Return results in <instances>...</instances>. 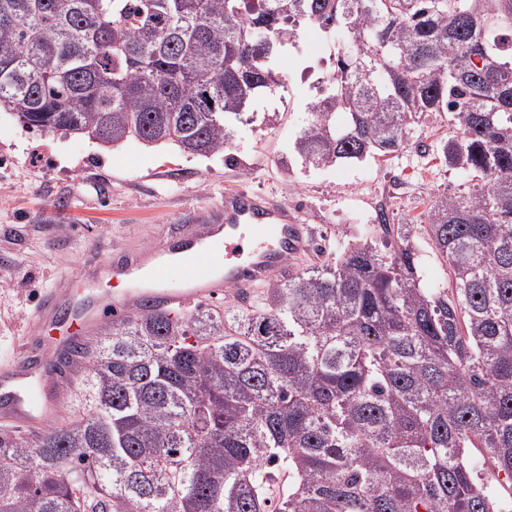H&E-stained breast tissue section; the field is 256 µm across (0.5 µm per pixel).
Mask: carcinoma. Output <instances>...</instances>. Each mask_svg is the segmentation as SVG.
I'll return each instance as SVG.
<instances>
[{
  "label": "carcinoma",
  "instance_id": "carcinoma-1",
  "mask_svg": "<svg viewBox=\"0 0 512 512\" xmlns=\"http://www.w3.org/2000/svg\"><path fill=\"white\" fill-rule=\"evenodd\" d=\"M344 36L305 168L408 145L448 112L427 232L378 214L254 303L148 306L73 347L74 419L0 432V512H512V0H0V108L103 144H229L296 27ZM278 475L288 486L274 498Z\"/></svg>",
  "mask_w": 512,
  "mask_h": 512
}]
</instances>
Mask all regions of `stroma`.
<instances>
[{"instance_id": "stroma-1", "label": "stroma", "mask_w": 512, "mask_h": 512, "mask_svg": "<svg viewBox=\"0 0 512 512\" xmlns=\"http://www.w3.org/2000/svg\"><path fill=\"white\" fill-rule=\"evenodd\" d=\"M334 64L318 47L282 58L278 79L289 87L287 99L263 96L233 123L225 151L207 156L173 144L129 140L105 147L37 134L0 109V359L13 355L44 291L102 262L113 248L143 249L161 232L194 223L232 189L265 193L312 227L301 269L336 259L340 242L364 232L376 216V199L388 197L390 223L411 227L424 281L450 280L425 230V214L438 194L477 187L438 151L455 132L452 116H421L412 145L402 151L305 170L294 142L312 120L310 75Z\"/></svg>"}]
</instances>
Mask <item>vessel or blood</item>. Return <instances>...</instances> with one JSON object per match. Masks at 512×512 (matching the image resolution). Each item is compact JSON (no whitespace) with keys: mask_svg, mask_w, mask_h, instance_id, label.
I'll return each instance as SVG.
<instances>
[{"mask_svg":"<svg viewBox=\"0 0 512 512\" xmlns=\"http://www.w3.org/2000/svg\"><path fill=\"white\" fill-rule=\"evenodd\" d=\"M311 235L287 207L230 191L203 223L162 234L148 250L118 252L80 273L78 288L51 289L29 316L18 355L0 361V424L30 433L53 418L76 370L65 352L111 315L148 304L181 310L198 298L222 300L229 288L247 296L294 271ZM61 320L66 335L45 336L46 326ZM52 361L58 368L50 374Z\"/></svg>","mask_w":512,"mask_h":512,"instance_id":"vessel-or-blood-1","label":"vessel or blood"}]
</instances>
